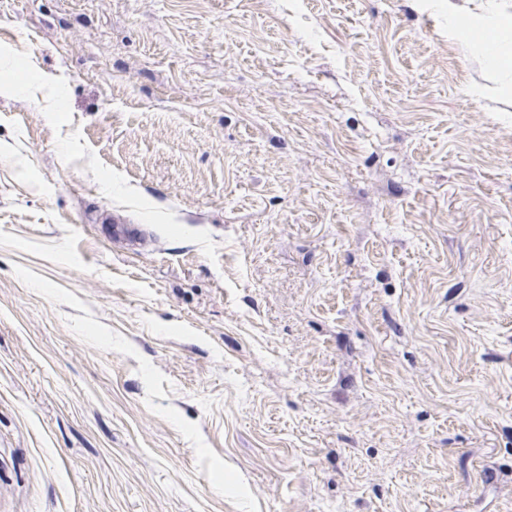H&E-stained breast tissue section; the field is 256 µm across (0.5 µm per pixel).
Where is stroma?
<instances>
[{"label": "stroma", "mask_w": 512, "mask_h": 512, "mask_svg": "<svg viewBox=\"0 0 512 512\" xmlns=\"http://www.w3.org/2000/svg\"><path fill=\"white\" fill-rule=\"evenodd\" d=\"M487 80L412 0H0V512H512Z\"/></svg>", "instance_id": "stroma-1"}]
</instances>
